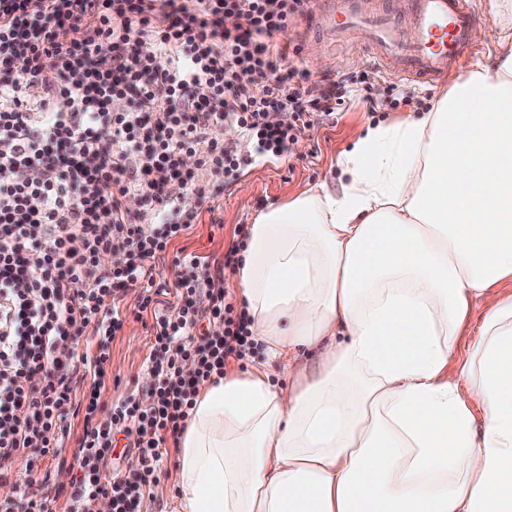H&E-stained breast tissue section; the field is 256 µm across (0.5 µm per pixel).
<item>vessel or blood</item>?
I'll use <instances>...</instances> for the list:
<instances>
[{
    "mask_svg": "<svg viewBox=\"0 0 512 512\" xmlns=\"http://www.w3.org/2000/svg\"><path fill=\"white\" fill-rule=\"evenodd\" d=\"M413 27L403 34L388 15L368 9L363 0H327L318 22L330 33L360 29L378 51L382 67L397 77L432 83L448 74L471 45L477 21L471 0H410Z\"/></svg>",
    "mask_w": 512,
    "mask_h": 512,
    "instance_id": "1",
    "label": "vessel or blood"
}]
</instances>
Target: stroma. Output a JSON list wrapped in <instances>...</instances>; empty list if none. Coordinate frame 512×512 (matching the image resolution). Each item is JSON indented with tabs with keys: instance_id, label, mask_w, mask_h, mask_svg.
Masks as SVG:
<instances>
[{
	"instance_id": "stroma-1",
	"label": "stroma",
	"mask_w": 512,
	"mask_h": 512,
	"mask_svg": "<svg viewBox=\"0 0 512 512\" xmlns=\"http://www.w3.org/2000/svg\"><path fill=\"white\" fill-rule=\"evenodd\" d=\"M324 3L325 0H309L307 18L278 33V40L287 44L291 52L284 62L285 67L297 68L310 74L312 79L328 82L350 72H371L374 86L382 90L378 101L384 106V116L380 119L372 117L361 99H352L335 125L325 124L307 130L292 154L273 163L256 164L225 186L223 194L214 202L213 211L203 212L199 224L175 239L173 250L182 249L207 257L212 272L223 273L224 286L232 294L237 291L235 277L233 271L224 267V254L235 242L237 225L252 224L257 213L285 202L317 181L326 179L332 184H339L341 171L337 160L351 149L360 129L414 117L413 102L420 100L424 104H432L437 94L448 92L454 86L461 73L470 72L480 65L491 66L497 53L495 44L478 41L474 44L473 53L466 57L461 72L451 73L432 84L403 80L376 65L374 51L362 32L351 31L334 41L325 33L313 31L310 19L321 13ZM394 93L410 97V104L388 108L387 101ZM151 339L148 324L133 318L127 320L111 344L109 382L102 392V402L112 403L134 386L142 391L148 389L150 380L145 360L150 352ZM13 475L34 494L56 496L57 512H67L66 493L76 476L75 470L67 466L54 467L44 479L29 474L23 459L19 458L14 463Z\"/></svg>"
}]
</instances>
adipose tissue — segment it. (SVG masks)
Returning <instances> with one entry per match:
<instances>
[{"mask_svg":"<svg viewBox=\"0 0 512 512\" xmlns=\"http://www.w3.org/2000/svg\"><path fill=\"white\" fill-rule=\"evenodd\" d=\"M484 36L494 67L256 217L236 279L268 360L201 388L171 512H512V29Z\"/></svg>","mask_w":512,"mask_h":512,"instance_id":"obj_1","label":"adipose tissue"}]
</instances>
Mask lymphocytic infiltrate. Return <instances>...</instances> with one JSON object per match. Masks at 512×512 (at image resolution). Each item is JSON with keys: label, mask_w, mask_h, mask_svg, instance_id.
<instances>
[{"label": "lymphocytic infiltrate", "mask_w": 512, "mask_h": 512, "mask_svg": "<svg viewBox=\"0 0 512 512\" xmlns=\"http://www.w3.org/2000/svg\"><path fill=\"white\" fill-rule=\"evenodd\" d=\"M304 4L0 0V486L12 490L0 512H52L48 498L15 482L21 454L33 474L77 468L71 512L98 496L112 512H138L162 474L166 438L184 430L200 388L252 353L250 318L229 301L223 276L170 247L243 170L235 134L279 157L343 112L353 89L368 90L364 72L324 87L281 70L288 48L274 35ZM228 15L236 26L225 27ZM118 100L125 109H114ZM279 110L291 124L272 121ZM219 128L230 139L216 141ZM189 154L196 168L184 165ZM90 155L99 159L92 169ZM34 168L39 178H30ZM201 169L212 178L204 186ZM170 180L180 196L166 193ZM112 252L123 264L102 269ZM166 255L171 282L149 264ZM33 267L39 278H29ZM132 290L127 312L121 301ZM170 292L175 302L161 304ZM130 315L152 318L150 387L107 406L99 398L111 343ZM77 417L83 434L70 451ZM120 433L137 457L122 474L108 468Z\"/></svg>", "instance_id": "lymphocytic-infiltrate-1"}]
</instances>
